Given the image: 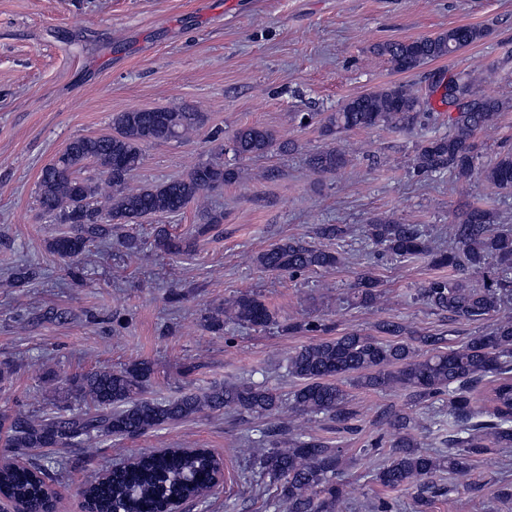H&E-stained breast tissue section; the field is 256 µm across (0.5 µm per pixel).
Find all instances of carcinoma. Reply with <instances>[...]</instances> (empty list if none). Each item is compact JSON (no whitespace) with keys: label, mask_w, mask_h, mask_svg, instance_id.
Here are the masks:
<instances>
[{"label":"carcinoma","mask_w":512,"mask_h":512,"mask_svg":"<svg viewBox=\"0 0 512 512\" xmlns=\"http://www.w3.org/2000/svg\"><path fill=\"white\" fill-rule=\"evenodd\" d=\"M485 36L479 26H457L408 41H391L374 47L388 58L396 72H409L430 61L454 55ZM481 79L470 71L448 75L441 103L456 106L458 116L445 136L422 141L415 150L414 173L429 176L449 172L459 181L469 180L481 153L476 134L512 109V102L480 91ZM430 112L423 95L405 84H393L352 98L321 118L310 112L304 125H319L327 136L341 132L386 127L410 131ZM207 116L187 105L121 112L112 117L114 133L72 140L40 173L39 208L62 226L48 241L49 251L62 259L82 255L95 242L121 241L126 250L139 249L137 238L124 233L129 224L179 214L196 204L197 236L207 234L224 221V215L201 201L207 191L218 190L240 177V171L224 166V151L196 163L183 175L162 184L132 188L131 176L143 163V147L155 142L188 140L206 123ZM292 143L278 140L271 130L257 126L239 128L231 150L239 159L261 157L272 151L286 152ZM350 163L348 152L327 147L309 156L316 173H334ZM99 171V179L83 176L86 169ZM494 193L512 190V152L498 154L483 171ZM345 229L339 224H319L314 238L333 241ZM367 239L390 255L422 257L448 276L430 279L418 289L419 297L450 321L495 319L494 328L458 348L445 347V337L421 335L395 321L381 322L377 331L394 337L383 342L370 334L346 333L309 343L286 358L288 375L300 382L290 400L262 383H227L200 393L168 401H147L141 394L153 367L140 361L120 369L102 367L69 379L72 396L84 403L76 414L16 415L4 426L5 447L89 448L102 436L133 437L162 426L195 418L202 413L232 410L265 415L288 411V417L323 415L336 423L351 419L344 381L372 389L397 388L411 400L432 407L435 399L448 396V411L426 412L433 423L446 425L441 449L418 450V423L407 413L395 411L389 424L395 432L385 464L376 481L388 489H415L421 510L431 504L426 493L432 480L446 472L457 489L458 479L470 474L473 458L496 448H512V315L503 314L512 300V226L495 222L488 200L467 205L454 216L446 249L433 248L418 224H403L391 216L373 217ZM154 247L169 254L185 249V240L161 225ZM335 250L289 238L256 257L266 272L291 276L339 265ZM483 273L480 286L470 277ZM31 265L11 274V285L21 287L39 278ZM380 293L366 272L357 277L352 300L371 306ZM206 327L218 333L229 326L266 327L276 313L260 297L245 293L224 301V308L204 317ZM60 461L46 457L28 465L0 469V495L26 505L28 512H42L56 495L47 482ZM256 466L262 479L276 487V502L284 512H343L348 485L341 450L329 442L295 433L288 447L259 448ZM221 473L220 460L207 448H176L141 453L134 461L104 471V478L82 491L87 512H159L165 506L202 500Z\"/></svg>","instance_id":"carcinoma-1"}]
</instances>
